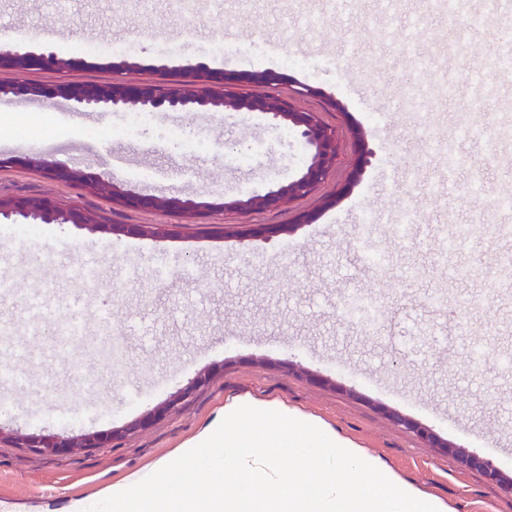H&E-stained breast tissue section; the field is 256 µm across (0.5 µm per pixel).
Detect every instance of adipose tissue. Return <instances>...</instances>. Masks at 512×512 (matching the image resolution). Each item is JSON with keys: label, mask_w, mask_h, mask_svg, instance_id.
Segmentation results:
<instances>
[{"label": "adipose tissue", "mask_w": 512, "mask_h": 512, "mask_svg": "<svg viewBox=\"0 0 512 512\" xmlns=\"http://www.w3.org/2000/svg\"><path fill=\"white\" fill-rule=\"evenodd\" d=\"M189 468L208 473V483L187 479ZM97 504L107 512H454L320 416L241 395L225 396L174 457L74 499L68 512Z\"/></svg>", "instance_id": "obj_1"}]
</instances>
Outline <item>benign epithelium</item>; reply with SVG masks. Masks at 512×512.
<instances>
[{
  "mask_svg": "<svg viewBox=\"0 0 512 512\" xmlns=\"http://www.w3.org/2000/svg\"><path fill=\"white\" fill-rule=\"evenodd\" d=\"M72 59H63L54 54L38 53L17 44L0 45V67L16 71L35 67L67 68ZM271 79L265 71L237 73L235 71L214 72L200 64L195 69L194 79L162 80L143 83L112 82L109 84L83 83L61 84L47 93L41 88L26 84H1V94H12L21 99L39 96L47 99L62 98L70 102L77 112H112L131 110L146 112H235L260 114L276 127L294 132L300 139L305 159L299 172L287 183L270 181L246 198L224 201V209L238 211H279L291 201L311 194L322 183L336 164L339 143L336 131L323 125L312 112L295 109L285 99L255 94L236 96L228 91L229 85L247 80L263 84ZM20 163L40 170L46 177L66 183L80 185L124 208L140 212H167L181 215L194 213L200 204L190 198L179 196L139 193L125 188V184L110 175L93 176L81 168L47 161L41 157H25ZM11 219L19 224L37 222L43 224H74L92 231L104 230L114 235L147 236L162 232L158 224H102L84 208L73 205L62 208L48 196H0V218ZM395 420L405 428L416 432L427 444L443 448L471 469L485 473L499 483L503 490L512 493V476L480 456L468 453L450 444L430 429L416 421L393 413ZM114 432H92L78 435L15 434V440L23 448H34L46 455H65L86 448H97L111 441Z\"/></svg>",
  "mask_w": 512,
  "mask_h": 512,
  "instance_id": "1",
  "label": "benign epithelium"
}]
</instances>
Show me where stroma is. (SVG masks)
Listing matches in <instances>:
<instances>
[{
	"label": "stroma",
	"mask_w": 512,
	"mask_h": 512,
	"mask_svg": "<svg viewBox=\"0 0 512 512\" xmlns=\"http://www.w3.org/2000/svg\"><path fill=\"white\" fill-rule=\"evenodd\" d=\"M485 0H465L454 22L436 0H356L339 12L334 0H189L174 12L170 0H0V27L36 38L42 49L77 59L68 69H0V82L46 90L85 82H147L164 72L212 63L215 44H243L250 52L227 57V70L266 71L263 85L240 82L233 92L269 94L316 113L336 130L335 167L307 197L280 211L222 208L225 196L246 195L266 182L287 181L303 162L301 143L287 129L260 116L243 119L218 112H150L138 135L99 138L123 126V112H76L68 102L0 95V194L50 195L64 207L78 205L108 224H163L167 234L118 236L71 224H38L32 234L0 236V277L16 291L0 297V366L14 380L0 381V501L15 512L34 505L66 512L72 496H91L160 456L170 454L224 404L228 395L287 401L334 423L403 478L448 501L454 512H512V495L477 470L461 466L441 449L427 447L395 423L399 412L459 448L512 474V369L497 354L474 377L457 344L459 321L473 336L499 331L512 350V270L500 256L512 254V238L494 226L512 220L501 207L512 197V179L491 169L481 193L469 186L471 164L501 156L512 166V75L499 74L497 47L506 31L495 21L473 25ZM126 45V52L109 48ZM422 58L412 67L402 47ZM311 67L283 64L284 54ZM500 83L498 98L481 112L462 111L475 96L473 67ZM448 73L455 97L433 83ZM61 150L47 159L109 174L134 191L176 192L202 202L200 217L144 213L113 205L89 190L46 179L18 165L45 124ZM476 126L477 140L458 144L465 165L444 197L428 194L444 178L448 160L435 146L458 128ZM184 129L203 142L189 154L167 140ZM375 151L355 171L357 131ZM371 209L370 244L386 252L385 269L364 266L356 237L364 209ZM418 222L411 244L392 231L404 209ZM311 214L297 224L299 214ZM295 224L290 236L240 240L238 231L263 224ZM471 227L452 250L443 236ZM98 264L85 282L88 257ZM168 265L166 280L154 274ZM457 276H449V268ZM375 295L391 335L378 339L342 314L349 291ZM42 293L64 313L73 297L86 298L87 333L73 357L60 361L48 347L52 330L26 335L27 295ZM444 294L448 308L434 312L427 298ZM110 308V325L99 322ZM122 333L113 365L96 348L108 333ZM207 374L181 404L157 409L193 378ZM150 427L124 433L148 413ZM118 430L99 448L45 456L15 447L13 432L80 434Z\"/></svg>",
	"instance_id": "stroma-1"
}]
</instances>
